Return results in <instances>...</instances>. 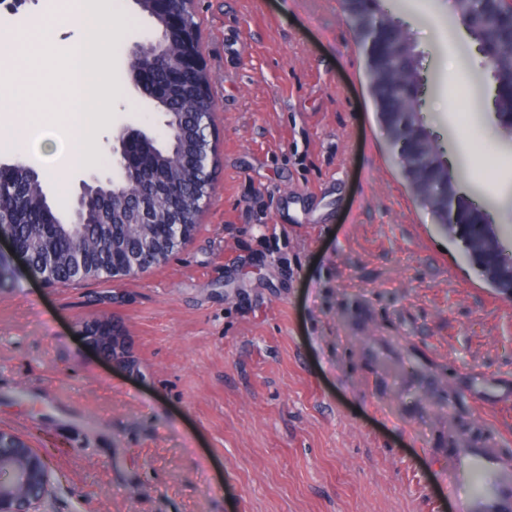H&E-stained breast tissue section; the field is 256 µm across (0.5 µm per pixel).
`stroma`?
<instances>
[{
	"label": "stroma",
	"instance_id": "obj_1",
	"mask_svg": "<svg viewBox=\"0 0 512 512\" xmlns=\"http://www.w3.org/2000/svg\"><path fill=\"white\" fill-rule=\"evenodd\" d=\"M449 0H390L424 79L427 129L467 197L512 230V140L472 109L491 76ZM218 163L189 241L125 279L0 288V427L44 453L48 512H454L455 449L512 448V300L415 198L342 0H195ZM112 126L161 132L128 47ZM487 149L477 154L471 134ZM111 326L121 355L87 328Z\"/></svg>",
	"mask_w": 512,
	"mask_h": 512
}]
</instances>
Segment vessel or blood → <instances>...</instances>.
<instances>
[{"label": "vessel or blood", "instance_id": "b4317fda", "mask_svg": "<svg viewBox=\"0 0 512 512\" xmlns=\"http://www.w3.org/2000/svg\"><path fill=\"white\" fill-rule=\"evenodd\" d=\"M469 484L456 512H512V451L480 445L456 449L448 470L449 488Z\"/></svg>", "mask_w": 512, "mask_h": 512}]
</instances>
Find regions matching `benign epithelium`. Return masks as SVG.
<instances>
[{
    "label": "benign epithelium",
    "mask_w": 512,
    "mask_h": 512,
    "mask_svg": "<svg viewBox=\"0 0 512 512\" xmlns=\"http://www.w3.org/2000/svg\"><path fill=\"white\" fill-rule=\"evenodd\" d=\"M152 17L162 18L160 35L147 36L132 43L128 49V69L131 82L137 92L154 104L161 103L163 91L173 88H190L199 103L201 121L206 127L208 140H213L214 105L210 96V80L200 48V34L196 23L190 21L189 11L194 0H151ZM169 124H164V136L158 139L141 129L123 126L112 134L110 153V175L103 177L89 173L79 183L72 211L80 215L91 202L100 200L112 205L115 195H131L129 185L137 187L133 217L140 224L151 222L145 196L160 182H170L168 173L154 166L151 158L141 153L142 145L150 150L163 151L170 142ZM30 169L19 158L11 164H0V200L12 198L17 193L15 174ZM458 199L448 201V209L439 211L428 207L437 224L456 223ZM58 221L51 206L30 215V223L48 227ZM150 254L159 263H165L174 251L192 235L190 224H156ZM149 269L143 259L112 250L111 261L98 269L100 273L112 275L114 279L138 276ZM485 279L506 283L508 287L498 289L512 299V270L492 267ZM87 339L98 349L116 354L120 348L118 339L107 328H96L87 332ZM0 512H47L45 502L54 486V475L43 454L31 447L15 433L0 429Z\"/></svg>",
    "instance_id": "1"
}]
</instances>
